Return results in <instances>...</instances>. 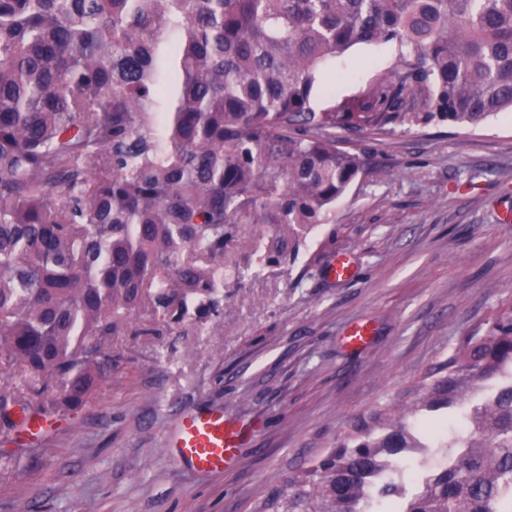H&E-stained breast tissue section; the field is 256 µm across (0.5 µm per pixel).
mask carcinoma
Listing matches in <instances>:
<instances>
[{
    "label": "carcinoma",
    "instance_id": "obj_1",
    "mask_svg": "<svg viewBox=\"0 0 512 512\" xmlns=\"http://www.w3.org/2000/svg\"><path fill=\"white\" fill-rule=\"evenodd\" d=\"M400 65L317 112L322 65ZM512 110V0H0V416L83 404L144 306L218 312L249 219L282 255L362 172L338 125H477ZM263 505L512 512V311ZM418 450L414 493L390 469Z\"/></svg>",
    "mask_w": 512,
    "mask_h": 512
}]
</instances>
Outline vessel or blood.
I'll use <instances>...</instances> for the list:
<instances>
[{
  "label": "vessel or blood",
  "mask_w": 512,
  "mask_h": 512,
  "mask_svg": "<svg viewBox=\"0 0 512 512\" xmlns=\"http://www.w3.org/2000/svg\"><path fill=\"white\" fill-rule=\"evenodd\" d=\"M244 436V427L231 414L197 407L179 414L168 446L192 472L206 476L234 461Z\"/></svg>",
  "instance_id": "b4317fda"
}]
</instances>
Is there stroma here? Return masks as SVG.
<instances>
[{
    "label": "stroma",
    "instance_id": "35a3bbf8",
    "mask_svg": "<svg viewBox=\"0 0 512 512\" xmlns=\"http://www.w3.org/2000/svg\"><path fill=\"white\" fill-rule=\"evenodd\" d=\"M395 44L330 59L314 109L364 97L399 64ZM365 168L295 256L259 268L251 225L224 251L218 315H132L112 370L66 422L29 444L0 434V512H256L289 477L416 383L461 336L512 305V112L476 126H339ZM351 274L330 279L338 255ZM371 325L366 347L343 338ZM253 426L231 468L201 477L166 435L180 411Z\"/></svg>",
    "mask_w": 512,
    "mask_h": 512
}]
</instances>
